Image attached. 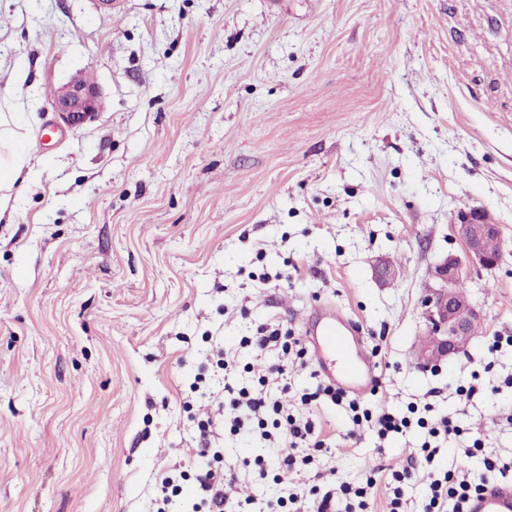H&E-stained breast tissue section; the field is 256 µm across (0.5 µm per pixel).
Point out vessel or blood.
Wrapping results in <instances>:
<instances>
[{
	"mask_svg": "<svg viewBox=\"0 0 512 512\" xmlns=\"http://www.w3.org/2000/svg\"><path fill=\"white\" fill-rule=\"evenodd\" d=\"M304 341L325 381L355 396L364 395L374 385L371 358L358 347L349 323L334 310L324 309L309 317ZM468 512H512V482L487 483L470 501Z\"/></svg>",
	"mask_w": 512,
	"mask_h": 512,
	"instance_id": "obj_1",
	"label": "vessel or blood"
}]
</instances>
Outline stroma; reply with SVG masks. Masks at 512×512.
<instances>
[{
	"mask_svg": "<svg viewBox=\"0 0 512 512\" xmlns=\"http://www.w3.org/2000/svg\"><path fill=\"white\" fill-rule=\"evenodd\" d=\"M21 70L33 175L0 221V512H153L225 386L252 383L241 337H301L319 305L361 331L368 407L459 427L435 467L512 462V346L489 348L512 336V0H0V95ZM77 75L103 108L70 129L51 100ZM471 208L501 257L469 265L477 333L432 368L421 299L465 257L452 224ZM309 416L329 448L290 489L371 477L367 512H387L425 430L349 440L341 408ZM216 444L226 479L276 493L281 449Z\"/></svg>",
	"mask_w": 512,
	"mask_h": 512,
	"instance_id": "35a3bbf8",
	"label": "stroma"
}]
</instances>
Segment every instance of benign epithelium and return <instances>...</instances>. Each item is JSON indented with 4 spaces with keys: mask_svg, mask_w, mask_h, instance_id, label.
I'll use <instances>...</instances> for the list:
<instances>
[{
    "mask_svg": "<svg viewBox=\"0 0 512 512\" xmlns=\"http://www.w3.org/2000/svg\"><path fill=\"white\" fill-rule=\"evenodd\" d=\"M101 104L97 85L76 76L57 91L53 109L63 123L78 128L94 119ZM480 213L479 209L459 212L454 228L466 246L468 259L489 270L498 264L500 258V251H492L490 244L501 242V233L499 225L477 219ZM467 277V268L453 255L446 257L434 269L438 288L421 300L429 324L427 344L422 354L429 363L440 364L465 350L471 340V327L480 320L468 293L460 288Z\"/></svg>",
    "mask_w": 512,
    "mask_h": 512,
    "instance_id": "7a95c632",
    "label": "benign epithelium"
}]
</instances>
